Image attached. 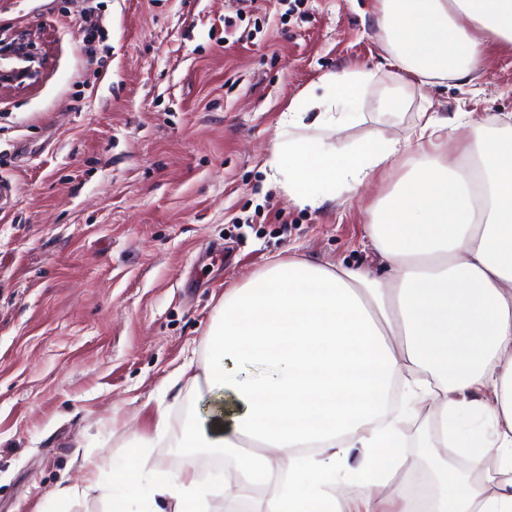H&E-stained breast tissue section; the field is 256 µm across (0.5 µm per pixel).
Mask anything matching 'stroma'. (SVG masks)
Returning a JSON list of instances; mask_svg holds the SVG:
<instances>
[{
  "mask_svg": "<svg viewBox=\"0 0 512 512\" xmlns=\"http://www.w3.org/2000/svg\"><path fill=\"white\" fill-rule=\"evenodd\" d=\"M375 4L257 0L228 28L230 0H0V33L35 32L48 57L36 82L0 89V512H52L59 482L82 484V457L111 468L158 407L174 426L181 404L205 413L166 379L203 358L225 291L271 256L380 273L364 226L406 159L316 209L264 172L304 89L371 73L356 120L318 133L342 149L404 137L424 111L512 114V49L462 84L408 83ZM394 94L400 109H380Z\"/></svg>",
  "mask_w": 512,
  "mask_h": 512,
  "instance_id": "35a3bbf8",
  "label": "stroma"
}]
</instances>
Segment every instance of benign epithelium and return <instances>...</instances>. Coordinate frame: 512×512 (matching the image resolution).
<instances>
[{
    "label": "benign epithelium",
    "instance_id": "7a95c632",
    "mask_svg": "<svg viewBox=\"0 0 512 512\" xmlns=\"http://www.w3.org/2000/svg\"><path fill=\"white\" fill-rule=\"evenodd\" d=\"M37 40V35L26 31L0 37L1 87H23L41 76L45 58L37 47Z\"/></svg>",
    "mask_w": 512,
    "mask_h": 512
}]
</instances>
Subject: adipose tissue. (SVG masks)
<instances>
[{"mask_svg": "<svg viewBox=\"0 0 512 512\" xmlns=\"http://www.w3.org/2000/svg\"><path fill=\"white\" fill-rule=\"evenodd\" d=\"M383 48L423 85L461 80L484 53L512 47V0H376ZM371 80L323 76L293 101L266 165L299 206L354 193L410 156L411 170L365 226L384 266L291 256L224 294L199 371L167 380L208 395V418L151 436L112 466V512H230L263 491L258 512H512V117L419 113L402 139L339 149L308 136L352 115L336 109ZM433 419L436 480L418 497L389 484L413 414ZM200 448L227 471L201 479L193 458L142 490L149 448Z\"/></svg>", "mask_w": 512, "mask_h": 512, "instance_id": "obj_1", "label": "adipose tissue"}]
</instances>
